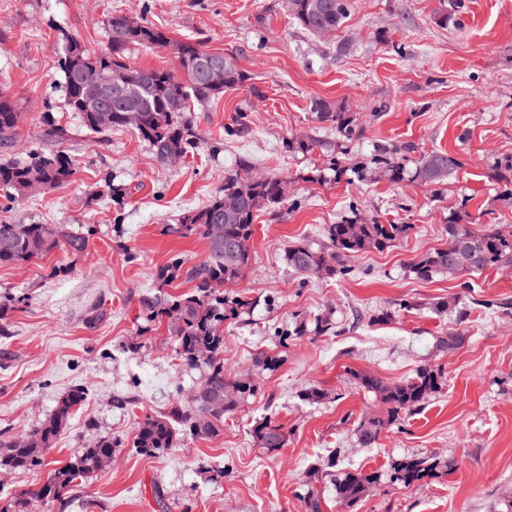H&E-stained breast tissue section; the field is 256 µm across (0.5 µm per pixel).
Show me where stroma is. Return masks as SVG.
<instances>
[{
	"label": "stroma",
	"mask_w": 512,
	"mask_h": 512,
	"mask_svg": "<svg viewBox=\"0 0 512 512\" xmlns=\"http://www.w3.org/2000/svg\"><path fill=\"white\" fill-rule=\"evenodd\" d=\"M455 0H352L332 35L295 23L287 0H0V92L21 114L0 161L32 149L70 157L68 180L16 203L0 198V223L62 224L89 239L79 255L0 265V432H33L72 389L85 401L60 432L50 460L121 439L112 465L88 475L67 508L36 497L47 470L0 479V506L26 494L24 512H305L307 489L322 512H340L331 468L385 472L425 456L438 464L411 487H372L354 512H507L512 503V263L451 279L415 278L410 265L444 242L449 216L512 231V201L493 179L512 156V0H462L460 24L438 16ZM124 15L163 31L167 48L132 49L137 68L177 71L178 42H198L233 59L244 79L192 112L201 144L177 167L157 162L133 130L95 134L68 111L58 58L67 37L90 52L109 45L108 21ZM323 99L360 116L359 140L337 145L313 117ZM62 128L55 137L53 128ZM317 138L326 149L289 150ZM444 150L460 163L435 187L384 179L382 145ZM345 168L334 176L330 160ZM282 177L283 204L257 213L251 262L229 292L270 297L224 328L227 379L256 383V394L225 416L216 437H178L160 456L131 448L137 422L185 399L201 373L182 367L166 324L146 323L141 295L173 259L200 260L206 244L165 227L208 203L240 161ZM413 225L395 246L352 260L346 274L302 281L286 247L318 236L350 213ZM457 299L441 313L436 304ZM331 314L332 336L289 340L278 332ZM457 333L458 349L440 336ZM282 349L272 372L259 351ZM422 364L444 375L424 408L358 445L354 430L382 413L356 374L387 382ZM310 387L317 402L302 400ZM284 424L288 441L269 452L253 428ZM165 491L156 499L155 487Z\"/></svg>",
	"instance_id": "1"
}]
</instances>
